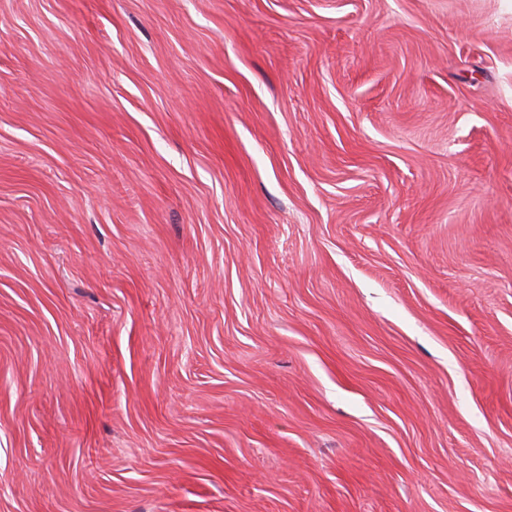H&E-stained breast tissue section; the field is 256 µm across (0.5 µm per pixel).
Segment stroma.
I'll use <instances>...</instances> for the list:
<instances>
[{"label":"stroma","mask_w":512,"mask_h":512,"mask_svg":"<svg viewBox=\"0 0 512 512\" xmlns=\"http://www.w3.org/2000/svg\"><path fill=\"white\" fill-rule=\"evenodd\" d=\"M0 512H512V0H0Z\"/></svg>","instance_id":"35a3bbf8"}]
</instances>
